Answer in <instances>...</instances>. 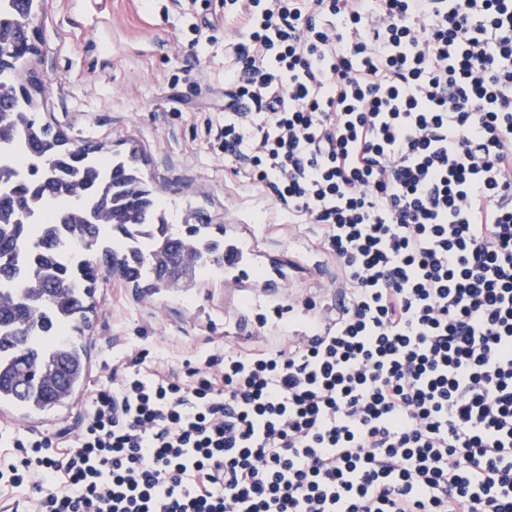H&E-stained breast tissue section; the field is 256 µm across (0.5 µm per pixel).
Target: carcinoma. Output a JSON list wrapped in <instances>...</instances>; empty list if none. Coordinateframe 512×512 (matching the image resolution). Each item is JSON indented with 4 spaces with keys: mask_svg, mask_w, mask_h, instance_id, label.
<instances>
[{
    "mask_svg": "<svg viewBox=\"0 0 512 512\" xmlns=\"http://www.w3.org/2000/svg\"><path fill=\"white\" fill-rule=\"evenodd\" d=\"M15 19L0 26V142L25 140L36 160L27 177L0 188V406L25 415L67 406L88 371L78 336L89 326L97 262L87 249L102 240L104 257L121 276L148 290L193 288L197 277L224 268V240L208 224H171L129 161L112 162L105 178L87 165L96 148H61L51 126L30 111L18 93L14 58L32 51L26 24L37 18L36 0H12ZM65 196L71 239L84 251L77 264L58 260L52 227L32 235L29 200L47 206Z\"/></svg>",
    "mask_w": 512,
    "mask_h": 512,
    "instance_id": "carcinoma-1",
    "label": "carcinoma"
}]
</instances>
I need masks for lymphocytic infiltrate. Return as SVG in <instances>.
Segmentation results:
<instances>
[{
    "label": "lymphocytic infiltrate",
    "instance_id": "lymphocytic-infiltrate-1",
    "mask_svg": "<svg viewBox=\"0 0 512 512\" xmlns=\"http://www.w3.org/2000/svg\"><path fill=\"white\" fill-rule=\"evenodd\" d=\"M234 175L323 229L301 344L146 364L26 430L28 512H512V0H226Z\"/></svg>",
    "mask_w": 512,
    "mask_h": 512
}]
</instances>
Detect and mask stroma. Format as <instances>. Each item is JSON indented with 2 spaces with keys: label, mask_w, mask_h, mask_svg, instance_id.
<instances>
[{
  "label": "stroma",
  "mask_w": 512,
  "mask_h": 512,
  "mask_svg": "<svg viewBox=\"0 0 512 512\" xmlns=\"http://www.w3.org/2000/svg\"><path fill=\"white\" fill-rule=\"evenodd\" d=\"M236 38L219 0H42L37 51L15 83L30 92L37 118L69 146L135 155L172 223L246 228L269 252L335 270L320 245V227L290 223L266 189L232 175L207 133L206 120L224 121V71ZM94 303L79 397L31 416L12 411L0 421V451L19 429L76 432L91 396L135 350L179 370L214 349L271 342L257 317L270 314L276 300L238 304L220 274L202 276L186 294L170 288L149 294L103 270Z\"/></svg>",
  "instance_id": "1"
}]
</instances>
